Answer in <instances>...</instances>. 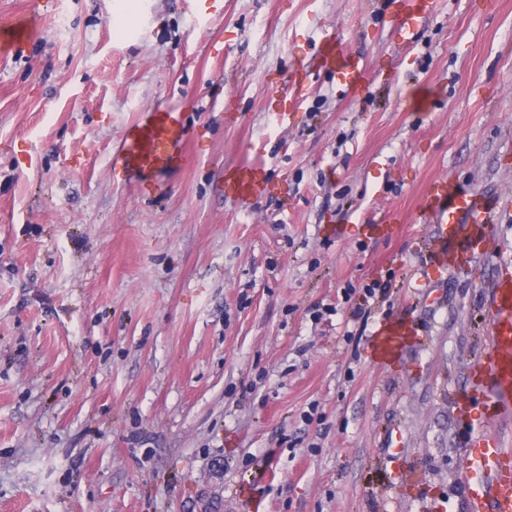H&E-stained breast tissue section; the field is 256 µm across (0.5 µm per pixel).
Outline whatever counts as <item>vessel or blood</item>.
Wrapping results in <instances>:
<instances>
[{
    "mask_svg": "<svg viewBox=\"0 0 512 512\" xmlns=\"http://www.w3.org/2000/svg\"><path fill=\"white\" fill-rule=\"evenodd\" d=\"M393 23L402 42H410L423 19L432 11L434 0H393ZM320 64L336 70L342 90L353 93L368 81L369 74L357 61L347 57L335 39H328ZM190 133L177 112H148L126 134L120 152L112 159L113 169L133 179H142L164 170L181 168L186 161ZM228 178L242 191L261 186V170L239 168ZM426 205L434 212L448 260L459 253L486 250L491 246L488 232L491 209L477 195L449 193L445 184L432 183ZM468 222L471 232L459 241L458 228ZM473 396L466 401L464 419L471 427L469 468L478 469L468 490L471 512H512V450L488 433L489 425L512 417V283L496 288L490 315V354L486 362L469 373Z\"/></svg>",
    "mask_w": 512,
    "mask_h": 512,
    "instance_id": "b4317fda",
    "label": "vessel or blood"
}]
</instances>
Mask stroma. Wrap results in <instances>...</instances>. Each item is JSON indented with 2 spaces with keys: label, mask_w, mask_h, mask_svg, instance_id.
<instances>
[{
  "label": "stroma",
  "mask_w": 512,
  "mask_h": 512,
  "mask_svg": "<svg viewBox=\"0 0 512 512\" xmlns=\"http://www.w3.org/2000/svg\"><path fill=\"white\" fill-rule=\"evenodd\" d=\"M391 9L0 0V512H468L457 407L512 279V0H437L407 45ZM331 37L357 96L317 68ZM168 111L184 166L114 177ZM246 165L269 193L233 192ZM437 180L491 201V251L440 266Z\"/></svg>",
  "instance_id": "obj_1"
}]
</instances>
